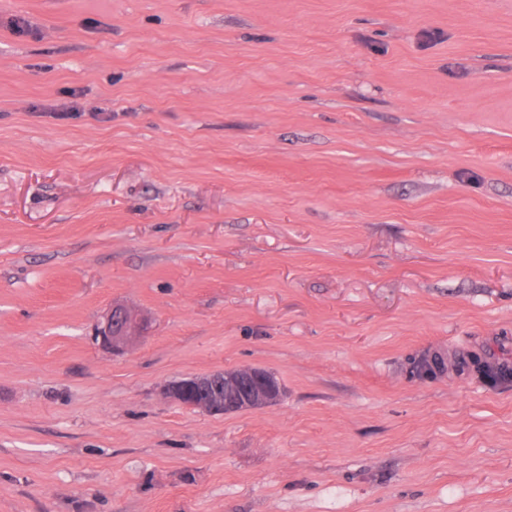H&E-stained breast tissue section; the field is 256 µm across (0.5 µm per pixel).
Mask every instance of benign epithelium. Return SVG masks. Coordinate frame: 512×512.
<instances>
[{
  "mask_svg": "<svg viewBox=\"0 0 512 512\" xmlns=\"http://www.w3.org/2000/svg\"><path fill=\"white\" fill-rule=\"evenodd\" d=\"M146 329L145 321L122 306H114L100 332V343L114 352H122ZM164 394L192 409L229 414L274 406L283 399L285 390L273 372L242 366L173 382L164 388Z\"/></svg>",
  "mask_w": 512,
  "mask_h": 512,
  "instance_id": "benign-epithelium-1",
  "label": "benign epithelium"
}]
</instances>
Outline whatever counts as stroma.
<instances>
[{"label": "stroma", "mask_w": 512, "mask_h": 512, "mask_svg": "<svg viewBox=\"0 0 512 512\" xmlns=\"http://www.w3.org/2000/svg\"><path fill=\"white\" fill-rule=\"evenodd\" d=\"M487 347L512 0H0V512H512V381L408 373ZM146 329L147 323L144 320L138 319L125 307L113 306L98 337L100 343L113 352H123ZM164 394L192 409L229 414L274 406L285 390L273 372L242 366L173 382L164 388Z\"/></svg>", "instance_id": "35a3bbf8"}]
</instances>
